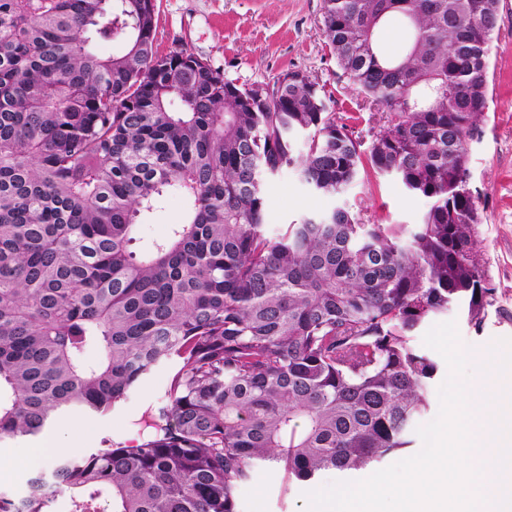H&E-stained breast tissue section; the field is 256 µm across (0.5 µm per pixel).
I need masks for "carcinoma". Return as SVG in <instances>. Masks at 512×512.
Listing matches in <instances>:
<instances>
[{"mask_svg":"<svg viewBox=\"0 0 512 512\" xmlns=\"http://www.w3.org/2000/svg\"><path fill=\"white\" fill-rule=\"evenodd\" d=\"M503 23L500 0H323L381 112L364 151L314 81L252 107L194 54H157L147 0H0V445L181 362L136 446L60 457L0 512H238L258 467L302 484L408 447L438 370L413 333L451 306L480 326L490 292L467 145ZM289 167L329 197L391 176L429 208L411 231L337 206L272 232L263 182ZM172 191L183 221L136 247Z\"/></svg>","mask_w":512,"mask_h":512,"instance_id":"obj_1","label":"carcinoma"}]
</instances>
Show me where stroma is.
I'll list each match as a JSON object with an SVG mask.
<instances>
[{
    "label": "stroma",
    "instance_id": "1",
    "mask_svg": "<svg viewBox=\"0 0 512 512\" xmlns=\"http://www.w3.org/2000/svg\"><path fill=\"white\" fill-rule=\"evenodd\" d=\"M323 0H156L154 48L165 54L177 48L204 59L226 79L247 87H268L283 74L298 71L323 87L337 121L353 128L362 143L370 141L371 107L336 64L322 27ZM505 22L495 33L489 56L488 110L469 142V186L478 198L480 222L475 239L480 269L490 289L481 327L467 323L458 309L443 321H456L462 342L479 349L512 338V0H501ZM265 222L269 229L345 205L368 224L420 223L425 198L409 194L394 179L360 176L348 190L332 198L314 194L294 170L264 183ZM183 196L160 200L138 227L141 244L162 237L180 223L186 211ZM175 361L158 364L112 411L73 414L47 429L43 437H60L68 456L80 458L115 441L138 440L136 419L160 401ZM33 441L0 446V493L19 499L28 491L35 470L28 461ZM307 487L290 483L283 469L261 468L238 491L240 512H310Z\"/></svg>",
    "mask_w": 512,
    "mask_h": 512
}]
</instances>
